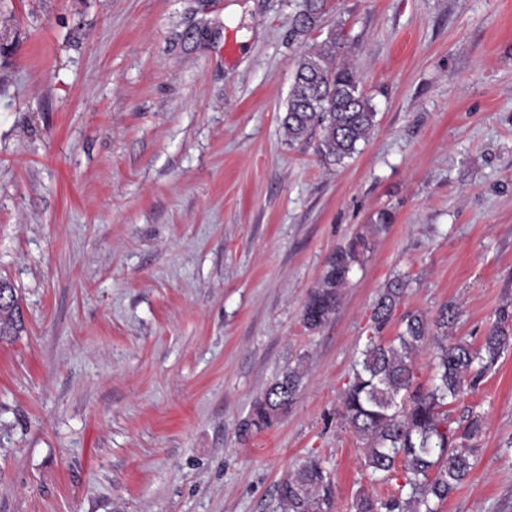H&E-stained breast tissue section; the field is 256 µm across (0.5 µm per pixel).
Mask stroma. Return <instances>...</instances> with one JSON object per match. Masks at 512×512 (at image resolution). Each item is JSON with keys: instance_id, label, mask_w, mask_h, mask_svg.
<instances>
[{"instance_id": "1", "label": "stroma", "mask_w": 512, "mask_h": 512, "mask_svg": "<svg viewBox=\"0 0 512 512\" xmlns=\"http://www.w3.org/2000/svg\"><path fill=\"white\" fill-rule=\"evenodd\" d=\"M302 0H0V512H273L317 455L333 512L384 498L340 416L378 292L460 309L477 340L512 305V0H329L377 123L324 164L281 128ZM237 52L225 58L224 43ZM393 224L374 231L378 211ZM370 248L319 331L327 258ZM303 362L296 403L247 433ZM485 417L442 512H512V349L448 408ZM22 327V315L14 288L0 280V340L16 336ZM303 377L302 362L289 365L269 386L265 394L255 401L250 417L245 423V431H260L277 424L296 403Z\"/></svg>"}]
</instances>
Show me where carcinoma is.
Here are the masks:
<instances>
[{"mask_svg":"<svg viewBox=\"0 0 512 512\" xmlns=\"http://www.w3.org/2000/svg\"><path fill=\"white\" fill-rule=\"evenodd\" d=\"M326 0H305L292 20V36L307 37L319 28ZM344 49L341 30L306 46L294 63L293 82L281 127L288 144L320 132L317 154L325 164L351 156L376 124L375 109L360 89L361 80L339 61ZM368 249L361 237L329 257L325 272L303 307L304 327L315 332L336 313L341 290L350 282L360 254ZM409 279L400 274L381 289L371 319L374 334L344 390L342 416L354 435L365 441L363 466L380 481L391 480L397 467L404 481L385 498L358 495L354 512H440L442 504L470 477L476 465L471 443L484 430V416L470 410L457 425L447 407L495 370L512 346V310L502 307L474 345L448 341L460 310L443 304L429 318L419 312L400 316V331L386 340L382 332L402 304ZM22 315L14 288L0 280V340L19 333ZM435 349L430 384L415 381L416 358L427 345ZM304 377L302 362L284 370L253 404L245 431L273 427L296 403ZM279 512H331L332 483L319 457L309 455L278 486Z\"/></svg>","mask_w":512,"mask_h":512,"instance_id":"carcinoma-1","label":"carcinoma"}]
</instances>
